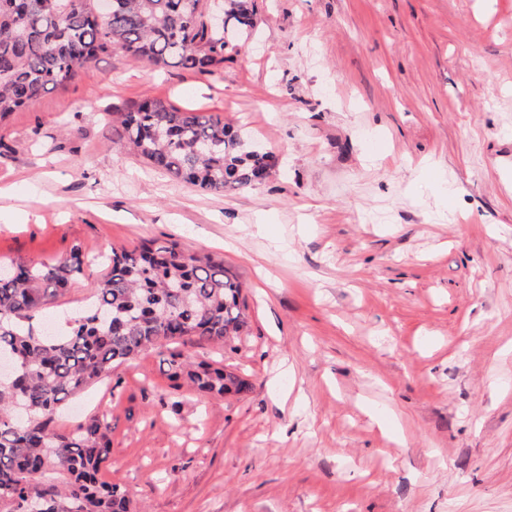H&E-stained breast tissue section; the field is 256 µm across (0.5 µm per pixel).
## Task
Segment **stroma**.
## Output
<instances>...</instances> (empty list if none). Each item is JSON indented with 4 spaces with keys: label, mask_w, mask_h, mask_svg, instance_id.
<instances>
[{
    "label": "stroma",
    "mask_w": 512,
    "mask_h": 512,
    "mask_svg": "<svg viewBox=\"0 0 512 512\" xmlns=\"http://www.w3.org/2000/svg\"><path fill=\"white\" fill-rule=\"evenodd\" d=\"M215 75L115 51L0 120V264L81 247L75 315L113 246L178 242L244 284L211 398L151 351L65 403L112 420L138 512H512V0H256ZM144 98L274 151L206 193L118 150Z\"/></svg>",
    "instance_id": "35a3bbf8"
}]
</instances>
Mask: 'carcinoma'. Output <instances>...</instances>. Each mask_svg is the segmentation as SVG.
Segmentation results:
<instances>
[{
	"label": "carcinoma",
	"instance_id": "cac0c4a2",
	"mask_svg": "<svg viewBox=\"0 0 512 512\" xmlns=\"http://www.w3.org/2000/svg\"><path fill=\"white\" fill-rule=\"evenodd\" d=\"M0 0V119L74 79L100 55L120 51L157 69L212 74L255 25L254 0ZM224 11L210 30L207 12ZM112 143L204 191L262 183L273 151L250 150L244 134L215 113L182 111L145 99L113 120ZM85 255L33 266H0V512H130L126 488L101 480L112 452V423L97 413L73 430L56 426L65 400L107 379L139 354L178 343L222 345L247 327L243 284L224 260L176 242L111 248L106 273L82 313L59 333L33 327L44 307L83 273ZM167 376L212 395H240L248 383L191 353L163 359Z\"/></svg>",
	"mask_w": 512,
	"mask_h": 512
}]
</instances>
